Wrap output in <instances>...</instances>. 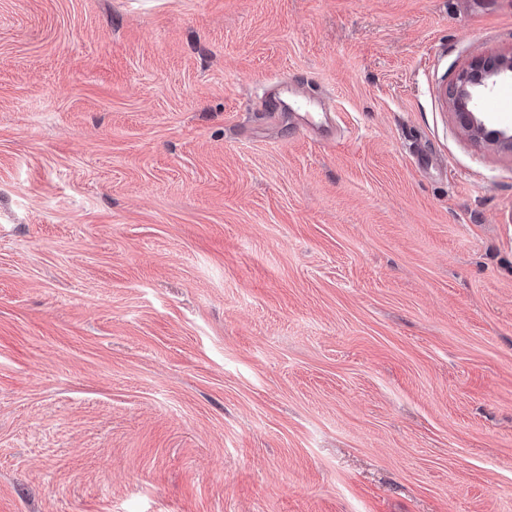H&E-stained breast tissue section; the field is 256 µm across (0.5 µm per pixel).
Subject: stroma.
<instances>
[{"label": "stroma", "mask_w": 512, "mask_h": 512, "mask_svg": "<svg viewBox=\"0 0 512 512\" xmlns=\"http://www.w3.org/2000/svg\"><path fill=\"white\" fill-rule=\"evenodd\" d=\"M510 51L512 0H0V512H512V152L448 97Z\"/></svg>", "instance_id": "1"}]
</instances>
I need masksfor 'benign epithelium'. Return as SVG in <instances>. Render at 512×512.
Instances as JSON below:
<instances>
[{
  "instance_id": "1",
  "label": "benign epithelium",
  "mask_w": 512,
  "mask_h": 512,
  "mask_svg": "<svg viewBox=\"0 0 512 512\" xmlns=\"http://www.w3.org/2000/svg\"><path fill=\"white\" fill-rule=\"evenodd\" d=\"M507 80L512 81V52L478 61L458 73L451 97L456 115L473 142L512 150V126H491L485 112L487 99Z\"/></svg>"
}]
</instances>
